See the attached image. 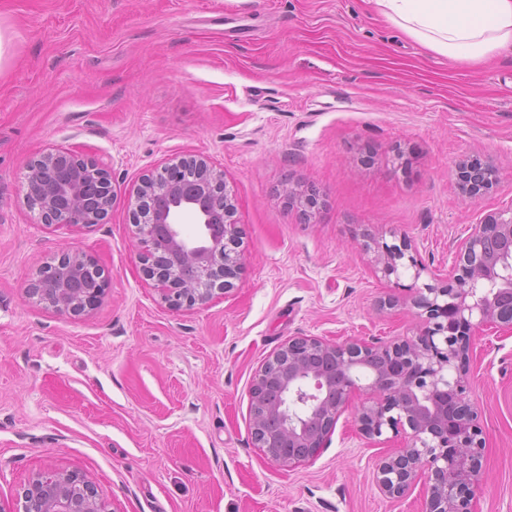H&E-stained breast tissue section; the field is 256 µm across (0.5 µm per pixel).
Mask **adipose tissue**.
Wrapping results in <instances>:
<instances>
[{
    "instance_id": "adipose-tissue-1",
    "label": "adipose tissue",
    "mask_w": 512,
    "mask_h": 512,
    "mask_svg": "<svg viewBox=\"0 0 512 512\" xmlns=\"http://www.w3.org/2000/svg\"><path fill=\"white\" fill-rule=\"evenodd\" d=\"M375 12L427 51L475 66L512 50V0H370Z\"/></svg>"
}]
</instances>
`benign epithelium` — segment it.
Segmentation results:
<instances>
[{"mask_svg":"<svg viewBox=\"0 0 512 512\" xmlns=\"http://www.w3.org/2000/svg\"><path fill=\"white\" fill-rule=\"evenodd\" d=\"M185 167L195 171V184L172 177ZM456 174L470 201L480 199L495 177L492 167L473 162L459 164ZM27 183V204L47 226L103 224L114 196L102 163L61 150L31 162ZM217 186H225L223 171L189 157L143 175L133 191L130 223L142 271L172 309L206 304L242 269L240 255L227 249L237 234L232 196H214ZM186 222L201 225L200 236L187 238L180 229ZM409 250L406 242L376 245L377 270L397 277L406 259L419 279L425 268L406 255ZM455 271L415 298L427 321L412 340L376 347L296 337L265 361L251 386V435L268 459L292 467L314 457L352 393L363 391L366 401L355 414L360 430L380 436L389 429L408 439L379 465L382 490L400 496L424 475L425 512H475L484 445L462 373L477 331L512 330V309L500 301L503 293L512 296V209L472 225ZM107 288L86 254L64 249L38 270L27 293L56 313L80 316L99 305ZM22 499L23 512H107L90 481L52 468L31 477Z\"/></svg>","mask_w":512,"mask_h":512,"instance_id":"obj_1","label":"benign epithelium"}]
</instances>
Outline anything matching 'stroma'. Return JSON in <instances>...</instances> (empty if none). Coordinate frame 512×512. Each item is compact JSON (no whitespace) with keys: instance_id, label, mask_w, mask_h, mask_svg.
Returning a JSON list of instances; mask_svg holds the SVG:
<instances>
[{"instance_id":"stroma-1","label":"stroma","mask_w":512,"mask_h":512,"mask_svg":"<svg viewBox=\"0 0 512 512\" xmlns=\"http://www.w3.org/2000/svg\"><path fill=\"white\" fill-rule=\"evenodd\" d=\"M109 165L106 223L44 226L26 174L41 153ZM222 170L244 269L180 310L137 259L128 200L172 159ZM497 181L464 201L455 166ZM315 191L311 211L288 186ZM512 207V55L453 66L368 0H0V505L35 472L92 482L108 512H423L376 481L406 443L360 431L355 392L324 447L290 468L251 438L250 389L289 339L376 346L418 336L471 225ZM408 242L421 277L377 272L365 237ZM109 281L60 315L25 293L60 250ZM463 385L486 481L476 512H512V331L484 328Z\"/></svg>"}]
</instances>
